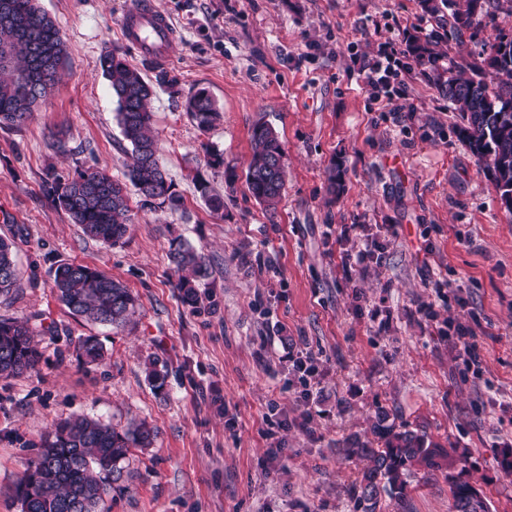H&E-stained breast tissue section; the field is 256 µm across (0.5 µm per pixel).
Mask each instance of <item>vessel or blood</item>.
Here are the masks:
<instances>
[{"label": "vessel or blood", "instance_id": "obj_1", "mask_svg": "<svg viewBox=\"0 0 512 512\" xmlns=\"http://www.w3.org/2000/svg\"><path fill=\"white\" fill-rule=\"evenodd\" d=\"M125 38L150 57H164L175 41L177 32L171 22L150 11L144 0H137L122 18Z\"/></svg>", "mask_w": 512, "mask_h": 512}]
</instances>
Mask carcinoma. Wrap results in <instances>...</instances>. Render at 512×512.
Segmentation results:
<instances>
[{
    "label": "carcinoma",
    "mask_w": 512,
    "mask_h": 512,
    "mask_svg": "<svg viewBox=\"0 0 512 512\" xmlns=\"http://www.w3.org/2000/svg\"><path fill=\"white\" fill-rule=\"evenodd\" d=\"M422 14L438 19L441 31L416 39L406 47L408 60L431 70L430 80L439 95L456 106L461 122L455 128L482 165L485 176L500 197L512 194V0H418ZM496 31L494 41L484 43L481 34ZM11 37L10 55L0 62V125L22 126L45 102L62 79L67 46L52 17L38 0H0V35ZM482 44L478 57L437 65L439 40L454 41L464 34ZM103 75L118 105L117 118L123 138L132 147L133 163L125 181L112 179L94 168L52 182L54 200L85 234L115 244L130 223L128 188L145 199H158L172 211L182 206V196L158 162V139L153 128L150 101L153 86L140 70L130 66L116 50L101 58ZM192 121L207 131L220 119L207 90H197L186 103ZM252 155L246 182L252 196L268 209L276 207L285 177L284 152L275 131L258 121L251 130ZM196 188L209 208L224 210V197L202 180ZM169 260L178 273L184 305L195 308L199 294L189 279L209 274L206 258L182 243L172 246ZM19 271L14 243L0 238V294L16 285ZM53 288L59 300L77 317L110 326L126 324L135 312L136 299L121 283L88 265L63 263L54 273ZM88 363L102 359L103 350L94 336L76 344ZM40 351L28 322L0 318V379L20 377L37 369ZM387 415L378 416L383 448H371L358 440L342 452L370 461L353 487L355 512H376L387 496L397 500L401 512H409L407 476L415 465L440 468L439 449L412 431L384 426ZM152 432L144 424L119 429L110 423L85 417L59 421L42 441V449L19 478L16 493L22 512H99V505L124 481L123 463L133 448L151 444ZM454 512H489L479 492L458 476H448Z\"/></svg>",
    "instance_id": "carcinoma-1"
}]
</instances>
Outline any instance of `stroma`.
Segmentation results:
<instances>
[{
	"label": "stroma",
	"mask_w": 512,
	"mask_h": 512,
	"mask_svg": "<svg viewBox=\"0 0 512 512\" xmlns=\"http://www.w3.org/2000/svg\"><path fill=\"white\" fill-rule=\"evenodd\" d=\"M135 2L39 0L66 42V74L26 125L0 126V237L14 240L20 272L0 318L28 321L42 353L37 372L0 379V512H21L19 477L53 425L78 415L156 433L102 512H354L368 462L342 449L355 437L383 447L382 412L449 453L447 469L413 467L412 512H454L452 474L490 512H512V214L419 67L390 86L407 89L399 112L380 111L363 80L384 43L435 21L417 0H149L177 30L158 63L124 38ZM109 49L147 77L177 79L151 106L159 162L183 199L173 211L130 194L113 246L71 223L46 184L88 167L120 180L132 163L100 66ZM200 88L223 114L206 132L185 110ZM260 120L285 154L271 211L246 183ZM210 151L223 166L207 165ZM199 178L223 194V212ZM176 240L209 263L195 309L171 275ZM373 242L379 261L358 264ZM63 262L125 285L138 299L130 323L73 318L52 289ZM438 280L457 300L435 292ZM87 335L103 345L100 363L75 351ZM303 350L318 358L307 400L292 369ZM155 359L169 370L161 392Z\"/></svg>",
	"instance_id": "obj_1"
}]
</instances>
